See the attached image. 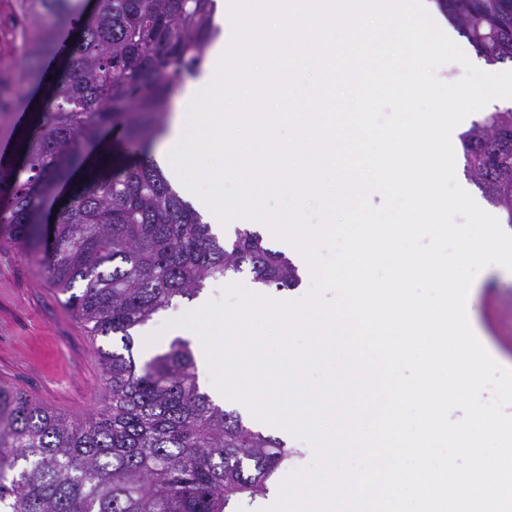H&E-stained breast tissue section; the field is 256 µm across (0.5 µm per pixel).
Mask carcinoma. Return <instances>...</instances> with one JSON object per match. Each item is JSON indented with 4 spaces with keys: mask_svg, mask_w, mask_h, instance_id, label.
<instances>
[{
    "mask_svg": "<svg viewBox=\"0 0 512 512\" xmlns=\"http://www.w3.org/2000/svg\"><path fill=\"white\" fill-rule=\"evenodd\" d=\"M475 54L512 65V0H444ZM8 43L57 71L24 70L0 45V112L22 86L41 87L31 124L0 155V245L39 261L91 336L109 402L69 420L0 387V512H233L265 497L288 463L283 440L214 403L199 384L192 344L176 337L140 362L137 330L177 299L244 270L255 283L297 287V267L239 228L214 233L149 156L174 86L201 71L215 0H10ZM54 26L42 24L44 16ZM52 80H47V77ZM122 125L136 147L91 160L84 144ZM465 167L512 224V109L461 135ZM82 182L73 186L74 172ZM51 196L67 199L58 212ZM82 284L74 292L75 284Z\"/></svg>",
    "mask_w": 512,
    "mask_h": 512,
    "instance_id": "carcinoma-1",
    "label": "carcinoma"
}]
</instances>
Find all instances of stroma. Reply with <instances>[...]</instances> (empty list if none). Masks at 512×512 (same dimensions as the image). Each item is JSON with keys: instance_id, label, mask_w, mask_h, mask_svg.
<instances>
[{"instance_id": "35a3bbf8", "label": "stroma", "mask_w": 512, "mask_h": 512, "mask_svg": "<svg viewBox=\"0 0 512 512\" xmlns=\"http://www.w3.org/2000/svg\"><path fill=\"white\" fill-rule=\"evenodd\" d=\"M470 295L472 332L496 363L512 369V271L484 268ZM63 300L35 261L0 248V384L78 418L107 402L96 351L113 340L90 338Z\"/></svg>"}]
</instances>
